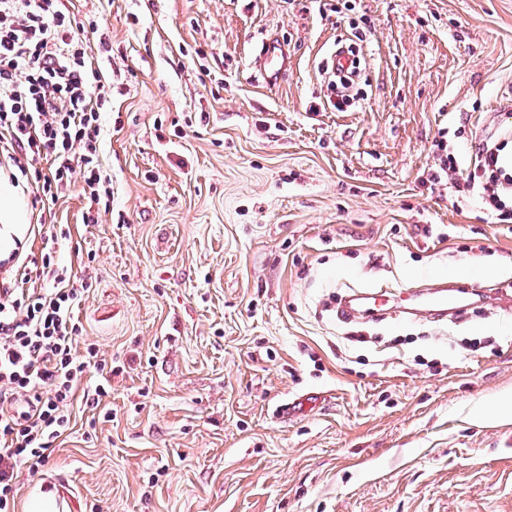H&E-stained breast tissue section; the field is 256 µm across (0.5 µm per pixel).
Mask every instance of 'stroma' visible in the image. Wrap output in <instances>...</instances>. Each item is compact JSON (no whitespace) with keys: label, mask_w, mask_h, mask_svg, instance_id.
<instances>
[{"label":"stroma","mask_w":512,"mask_h":512,"mask_svg":"<svg viewBox=\"0 0 512 512\" xmlns=\"http://www.w3.org/2000/svg\"><path fill=\"white\" fill-rule=\"evenodd\" d=\"M109 34L99 162L36 230L0 178V261L71 267L77 353L99 350L71 428L13 512H512V312L336 315L357 291L512 282V232L438 170L512 127V0H68ZM288 45L275 87L261 41ZM354 46L346 111L323 63ZM303 400L298 414L279 406Z\"/></svg>","instance_id":"1"}]
</instances>
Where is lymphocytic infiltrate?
<instances>
[{"label":"lymphocytic infiltrate","mask_w":512,"mask_h":512,"mask_svg":"<svg viewBox=\"0 0 512 512\" xmlns=\"http://www.w3.org/2000/svg\"><path fill=\"white\" fill-rule=\"evenodd\" d=\"M109 47L106 37L82 38L61 0H0V174L43 212L80 177L90 224L112 196L98 157L112 96L99 56ZM511 144L503 133L479 143L467 171L451 155L440 166L503 224L512 221V171L503 157ZM41 159L48 171L34 173ZM79 294L72 270L48 258L36 272L21 264L0 277V512L19 470L43 471L52 443L70 428L75 399L96 407L108 394L102 385L78 392L99 357L96 347L80 356L73 346Z\"/></svg>","instance_id":"f902f5d3"}]
</instances>
